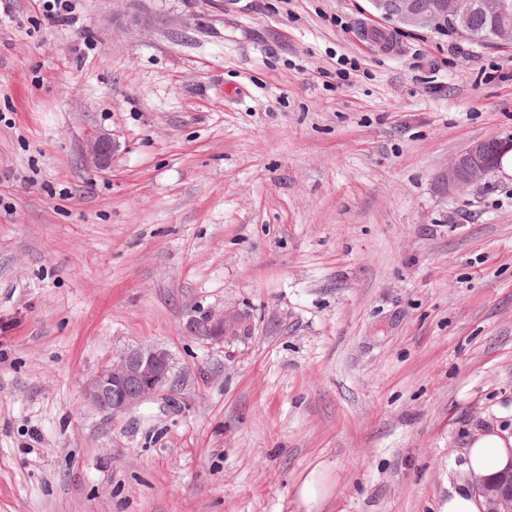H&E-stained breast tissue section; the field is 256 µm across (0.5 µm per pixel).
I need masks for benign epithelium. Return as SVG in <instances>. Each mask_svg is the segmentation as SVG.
I'll return each instance as SVG.
<instances>
[{"label":"benign epithelium","mask_w":512,"mask_h":512,"mask_svg":"<svg viewBox=\"0 0 512 512\" xmlns=\"http://www.w3.org/2000/svg\"><path fill=\"white\" fill-rule=\"evenodd\" d=\"M375 10L399 29H437L444 24L454 27L463 37L469 36L473 12L499 20L494 42L512 48V3L509 0H371ZM112 143L98 138L91 152L100 164L112 158ZM497 158L487 153L485 142L471 144L457 156L443 175L448 192L455 193L485 180L496 168ZM235 317L226 315L206 322L209 337L220 340L232 330ZM173 362L161 347L145 345L125 352L103 366L90 379L87 399L103 411L114 415L129 411L156 396L171 380ZM476 490L486 500V512H512V466L495 483L474 481Z\"/></svg>","instance_id":"obj_1"}]
</instances>
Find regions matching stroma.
<instances>
[{"label": "stroma", "instance_id": "stroma-1", "mask_svg": "<svg viewBox=\"0 0 512 512\" xmlns=\"http://www.w3.org/2000/svg\"><path fill=\"white\" fill-rule=\"evenodd\" d=\"M8 2L0 512H304L314 473L313 512H440L512 431V176L442 185L512 135V48L370 0ZM149 344L161 393L86 400ZM172 374L169 352L145 345L125 352L99 369L90 379L85 394L99 409L116 415L156 396ZM512 462V434L492 427L478 433L471 442L465 470L469 475L486 476Z\"/></svg>", "mask_w": 512, "mask_h": 512}]
</instances>
